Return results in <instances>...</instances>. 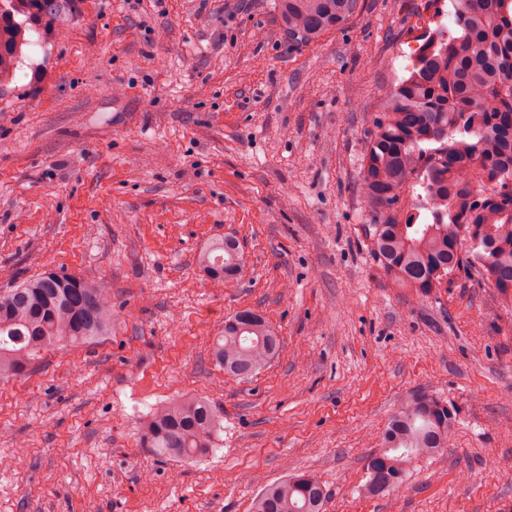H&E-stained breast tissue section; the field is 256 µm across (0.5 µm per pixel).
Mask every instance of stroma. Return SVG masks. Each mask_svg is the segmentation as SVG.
<instances>
[{"label":"stroma","instance_id":"1","mask_svg":"<svg viewBox=\"0 0 512 512\" xmlns=\"http://www.w3.org/2000/svg\"><path fill=\"white\" fill-rule=\"evenodd\" d=\"M293 43L276 0H61L0 92V289L46 269L109 288L107 336L0 381V512H250L316 474L326 512H512V307L461 271L395 288L371 245L367 136L450 0H359ZM235 237L232 286L196 257ZM251 308L282 349L245 380L211 344ZM454 411L451 448L365 493L395 402ZM224 412L213 452L141 448L157 404Z\"/></svg>","mask_w":512,"mask_h":512}]
</instances>
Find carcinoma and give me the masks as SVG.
Segmentation results:
<instances>
[{"label":"carcinoma","instance_id":"1","mask_svg":"<svg viewBox=\"0 0 512 512\" xmlns=\"http://www.w3.org/2000/svg\"><path fill=\"white\" fill-rule=\"evenodd\" d=\"M453 24L428 32L408 75L378 105L363 160L375 254L395 284L425 292L469 266L512 304V0H451ZM288 36L308 46L344 25L358 0H276ZM58 15L56 0H0V88L23 64L29 31ZM489 193H484V190ZM246 265L240 243L206 246L198 268L230 285ZM112 327L108 289L47 270L0 289V381L24 374L54 348L84 344ZM281 334L261 313L224 319L212 358L248 379L278 358ZM224 412L192 397L155 408L141 446L167 459L213 451ZM456 418L431 395L403 399L368 465L367 492L385 495L405 465L452 446ZM327 490L311 473L268 482L251 512H325Z\"/></svg>","mask_w":512,"mask_h":512}]
</instances>
